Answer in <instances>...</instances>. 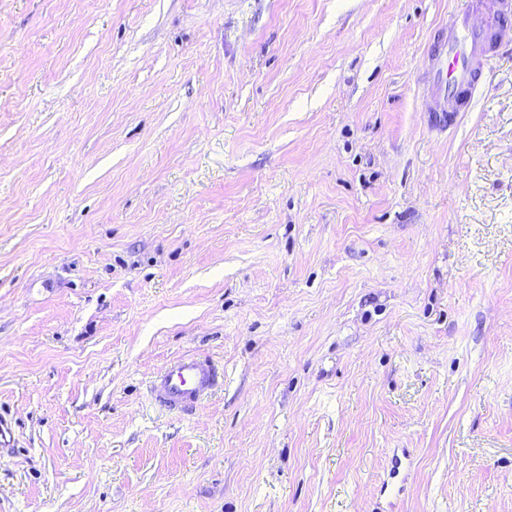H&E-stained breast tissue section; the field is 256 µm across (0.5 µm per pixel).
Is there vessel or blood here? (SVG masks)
<instances>
[{
    "mask_svg": "<svg viewBox=\"0 0 512 512\" xmlns=\"http://www.w3.org/2000/svg\"><path fill=\"white\" fill-rule=\"evenodd\" d=\"M511 24L512 0H469L465 9L449 16L446 36L424 69L428 111L451 115L466 111ZM218 381L212 363L183 357L164 366L154 390L166 406L186 409Z\"/></svg>",
    "mask_w": 512,
    "mask_h": 512,
    "instance_id": "obj_1",
    "label": "vessel or blood"
}]
</instances>
